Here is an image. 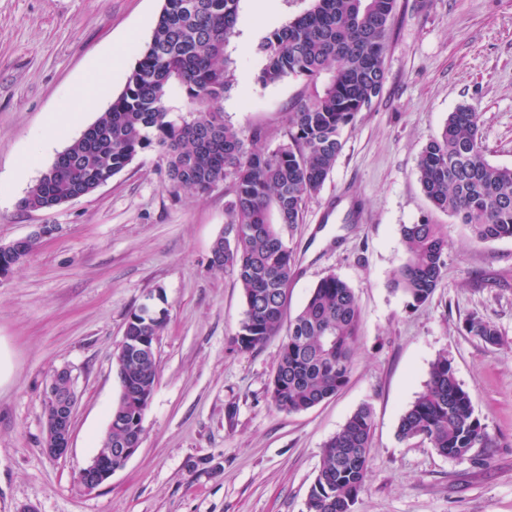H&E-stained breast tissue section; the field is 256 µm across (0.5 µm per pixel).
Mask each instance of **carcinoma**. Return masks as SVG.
Instances as JSON below:
<instances>
[{"mask_svg":"<svg viewBox=\"0 0 512 512\" xmlns=\"http://www.w3.org/2000/svg\"><path fill=\"white\" fill-rule=\"evenodd\" d=\"M238 2L164 0L123 90L58 154L21 204L42 210L86 196L148 150L157 151L176 193L205 194L225 184L226 227L212 246L210 264L236 276L244 316L233 342L248 352L279 334L296 275L276 225L300 223L306 200L334 169L344 128L381 95L397 0H314L310 10L263 37L260 84L294 76L312 85L308 96L292 103L282 143L271 152L247 146L265 137L262 130L246 139L224 121L222 102L232 82L224 49L236 35ZM176 89L184 109L170 104ZM480 120L470 107L458 106L417 164L431 206L467 226L475 243L512 238V167L486 160ZM400 235L407 258L396 269L394 285L412 305H422L445 274L447 228L425 218L402 225ZM35 245L30 240L1 251L0 264L16 266ZM165 320V311L142 306L128 315V340L114 354L120 395L101 439L102 454L143 431L157 373L153 338ZM359 321L358 299L345 281L328 275L311 289L281 344L270 385L277 410L306 411L345 386ZM467 329L488 345L499 344L496 328L479 315L467 320ZM373 431L372 408L363 404L326 442L308 512H353L366 483ZM397 433L402 440H426L451 459L490 442L471 395L445 357L431 363L425 389L400 416Z\"/></svg>","mask_w":512,"mask_h":512,"instance_id":"obj_1","label":"carcinoma"}]
</instances>
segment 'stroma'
<instances>
[{"label": "stroma", "mask_w": 512, "mask_h": 512, "mask_svg": "<svg viewBox=\"0 0 512 512\" xmlns=\"http://www.w3.org/2000/svg\"><path fill=\"white\" fill-rule=\"evenodd\" d=\"M164 0H0V245L51 224L55 234L0 277V512H307L325 443L362 404L374 433L353 512H512V238L471 241L426 199L417 162L450 112L481 115L486 160L512 167V0H397L372 107L342 134L343 149L300 223L280 225L297 265L288 316L333 274L353 288L360 325L347 384L298 414L275 409L270 382L281 337L241 352L232 342L244 305L234 274L210 265L223 233L224 189L173 193L156 151L137 156L91 194L47 210L21 205L68 145L125 86L114 75L95 110L50 147L44 125L65 112L88 68L109 51L136 62ZM267 15L239 0L225 48L233 72L224 119L261 146L281 141L291 102L310 84L263 86L257 43L312 0H276ZM28 174L16 179L21 162ZM446 225L443 280L411 305L392 284L406 254L399 228ZM167 312L155 391L138 451L98 490L78 474L97 452L116 403L113 354L131 310ZM499 332L491 346L470 316ZM445 357L493 440L449 459L397 435L400 415ZM68 368L78 397L70 448L44 450L45 390ZM467 329L488 345L499 344V333L496 328L479 315H473L467 320Z\"/></svg>", "instance_id": "1"}]
</instances>
